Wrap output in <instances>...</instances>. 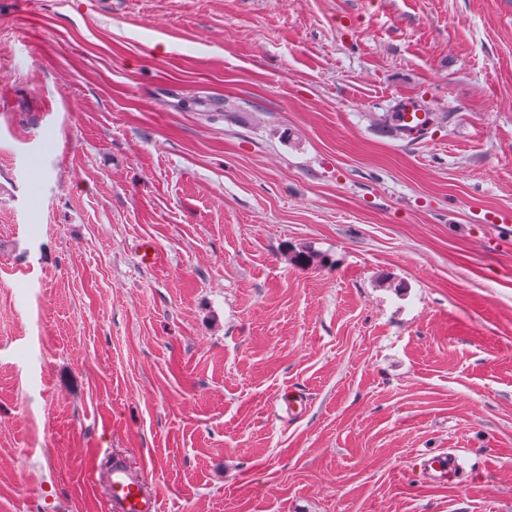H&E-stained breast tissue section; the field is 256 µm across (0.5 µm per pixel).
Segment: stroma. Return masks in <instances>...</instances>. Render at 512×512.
I'll return each mask as SVG.
<instances>
[{
    "label": "stroma",
    "mask_w": 512,
    "mask_h": 512,
    "mask_svg": "<svg viewBox=\"0 0 512 512\" xmlns=\"http://www.w3.org/2000/svg\"><path fill=\"white\" fill-rule=\"evenodd\" d=\"M16 2L0 512H512V0ZM397 113L394 125L395 133H409L411 130L427 127L431 121L430 115L425 108L409 98L399 102ZM457 466V457L452 453L423 458L419 464L420 471L429 478L446 477L447 474L454 472ZM110 490V512H160V500L144 490L143 478L133 473L119 458L110 461L106 469Z\"/></svg>",
    "instance_id": "stroma-1"
}]
</instances>
